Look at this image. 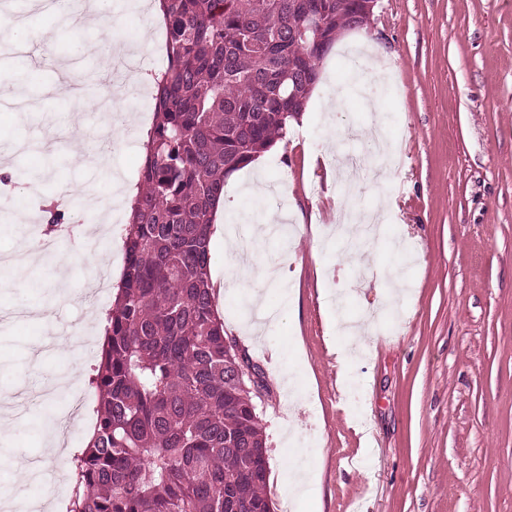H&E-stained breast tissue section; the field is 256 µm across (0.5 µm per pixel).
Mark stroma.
<instances>
[{"mask_svg":"<svg viewBox=\"0 0 512 512\" xmlns=\"http://www.w3.org/2000/svg\"><path fill=\"white\" fill-rule=\"evenodd\" d=\"M7 2L11 13L56 37L49 52L32 41L23 54L0 55V91L25 85L37 104L33 112L0 111V165L23 183L45 169L40 191L87 185L94 198L81 208L89 223H100L94 200L115 193L116 178L136 183L145 148L131 137L107 150L103 163L74 161L70 120L78 112L86 129L99 127L102 110L81 109V99L126 85L128 74L149 85L161 58L139 45L159 27L140 0H102L103 20L123 17L121 40L136 50L131 61L114 56L116 74L106 84L103 56L86 50L101 40L99 30L60 25L39 0ZM356 46L372 47L386 71L365 90L348 59ZM319 70L300 123L288 127V145L268 152L261 174L286 189L291 235L265 240L246 273L250 287H263V259L287 254L298 317L249 345L239 289L220 296L226 335L263 369L271 391L258 406L266 492L275 512H289L281 487L294 453L288 434L310 426L316 496L298 498L290 512H512V0H378L366 28L344 34ZM369 99L383 102L382 114L366 109ZM377 120L392 149L383 161L389 191L378 195L365 173L343 195L342 171L321 144L331 134L344 149L353 127L355 150L370 153ZM253 176L246 167L226 179L228 222L257 225L272 213L268 197L246 194ZM341 196L354 209L386 208L376 240L325 238ZM41 214L38 195L0 194V252L18 248L29 230L25 217ZM83 247L80 232L68 235L57 264L32 270L30 288L16 286L12 269L0 270V312L29 311L0 321V393L20 406L0 430V503L38 499L51 481L58 494L48 512H63L68 461L48 454V424L70 399L47 387L66 369L87 385L99 356L82 345L46 349L42 341L112 304L111 296L84 292ZM376 264L405 280L394 304L384 302L388 283L360 285L361 268ZM372 310L383 322L370 330L366 351L348 352L336 317L352 321ZM289 366L303 374L294 398L278 384ZM17 462L38 467V478L17 482Z\"/></svg>","mask_w":512,"mask_h":512,"instance_id":"obj_1","label":"stroma"}]
</instances>
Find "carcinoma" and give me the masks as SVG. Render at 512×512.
<instances>
[{
    "label": "carcinoma",
    "mask_w": 512,
    "mask_h": 512,
    "mask_svg": "<svg viewBox=\"0 0 512 512\" xmlns=\"http://www.w3.org/2000/svg\"><path fill=\"white\" fill-rule=\"evenodd\" d=\"M166 64L105 312L93 433L69 466L66 512H272L257 401L211 285L224 180L305 110L336 16L360 0H159ZM320 13L319 42L306 18Z\"/></svg>",
    "instance_id": "carcinoma-1"
}]
</instances>
